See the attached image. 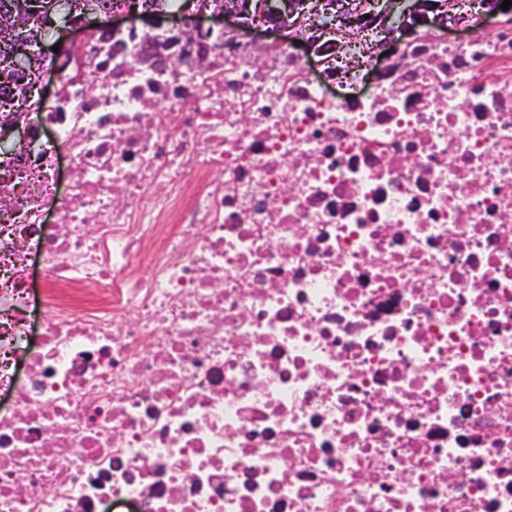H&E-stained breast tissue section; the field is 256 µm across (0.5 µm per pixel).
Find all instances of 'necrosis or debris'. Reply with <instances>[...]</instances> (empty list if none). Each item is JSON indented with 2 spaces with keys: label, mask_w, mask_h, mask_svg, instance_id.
I'll list each match as a JSON object with an SVG mask.
<instances>
[{
  "label": "necrosis or debris",
  "mask_w": 512,
  "mask_h": 512,
  "mask_svg": "<svg viewBox=\"0 0 512 512\" xmlns=\"http://www.w3.org/2000/svg\"><path fill=\"white\" fill-rule=\"evenodd\" d=\"M105 13L0 114V512H512V27L319 76Z\"/></svg>",
  "instance_id": "necrosis-or-debris-1"
}]
</instances>
